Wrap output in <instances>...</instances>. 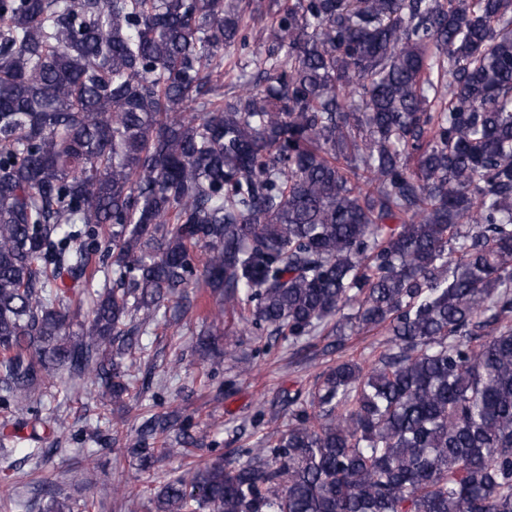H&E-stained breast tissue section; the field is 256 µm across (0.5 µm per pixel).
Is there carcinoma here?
Segmentation results:
<instances>
[{"label":"carcinoma","instance_id":"carcinoma-1","mask_svg":"<svg viewBox=\"0 0 512 512\" xmlns=\"http://www.w3.org/2000/svg\"><path fill=\"white\" fill-rule=\"evenodd\" d=\"M0 0V392L132 395L185 290L292 342L386 329L246 460L127 512H512V0ZM266 56L224 92V51ZM112 259L94 285L97 250ZM85 290L69 295L64 278ZM177 419L145 425L185 457ZM88 504L50 496L44 512Z\"/></svg>","mask_w":512,"mask_h":512}]
</instances>
